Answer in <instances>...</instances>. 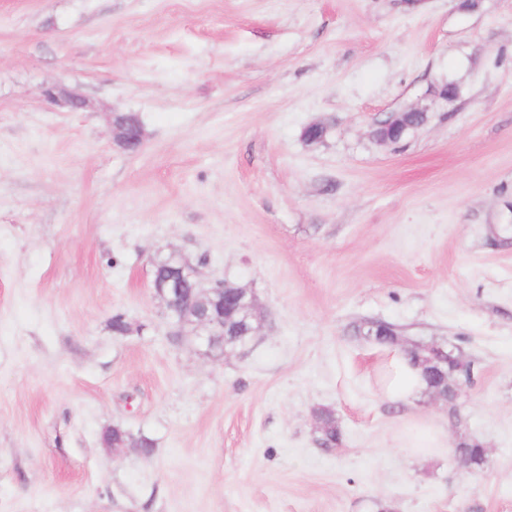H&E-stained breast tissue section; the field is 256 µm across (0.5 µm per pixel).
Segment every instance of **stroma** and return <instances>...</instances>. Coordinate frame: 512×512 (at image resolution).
Here are the masks:
<instances>
[{
	"label": "stroma",
	"mask_w": 512,
	"mask_h": 512,
	"mask_svg": "<svg viewBox=\"0 0 512 512\" xmlns=\"http://www.w3.org/2000/svg\"><path fill=\"white\" fill-rule=\"evenodd\" d=\"M410 107L424 125L373 138ZM510 222L512 0H0V512H512ZM173 250L253 292L243 354L169 342ZM363 321L464 355L462 426L380 398ZM44 97L51 102L62 101L71 111L78 112L86 108L87 101L80 94L69 91L63 86H53L44 90ZM317 414L324 424L319 437L320 443L326 448L336 447L342 441V433L333 411L328 408H320L317 410Z\"/></svg>",
	"instance_id": "35a3bbf8"
}]
</instances>
